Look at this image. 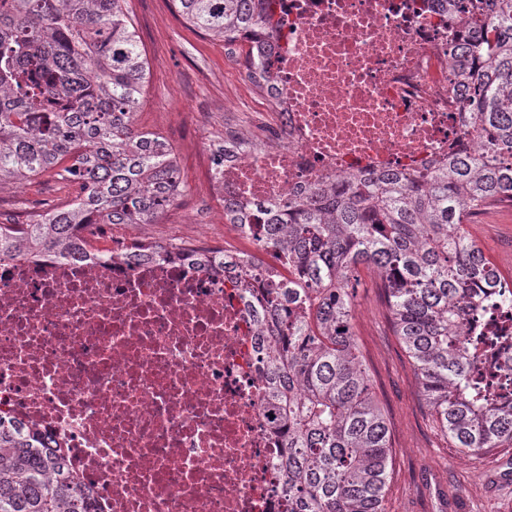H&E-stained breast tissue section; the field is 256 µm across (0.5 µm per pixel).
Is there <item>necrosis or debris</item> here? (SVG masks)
Returning a JSON list of instances; mask_svg holds the SVG:
<instances>
[{
  "label": "necrosis or debris",
  "mask_w": 512,
  "mask_h": 512,
  "mask_svg": "<svg viewBox=\"0 0 512 512\" xmlns=\"http://www.w3.org/2000/svg\"><path fill=\"white\" fill-rule=\"evenodd\" d=\"M456 0H280L252 44L273 112L254 140L224 129L217 190L248 207L371 171L423 175L487 138L450 53ZM0 261V417L55 442L101 512H286L240 250Z\"/></svg>",
  "instance_id": "obj_1"
}]
</instances>
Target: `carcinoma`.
<instances>
[{
    "label": "carcinoma",
    "instance_id": "carcinoma-1",
    "mask_svg": "<svg viewBox=\"0 0 512 512\" xmlns=\"http://www.w3.org/2000/svg\"><path fill=\"white\" fill-rule=\"evenodd\" d=\"M185 22L235 43L269 26L276 0H172ZM472 38L454 73L486 152L425 176L360 175L257 205L224 200L288 276L260 323L265 390L290 512H384L392 468L384 410L354 338L358 268L382 277L391 320L440 429L465 452L512 445V398L490 370L507 330L469 336L466 313L506 276L470 237L469 217L512 208V0H458ZM127 0H0V181L50 172L79 184L68 204L0 223V258L87 256L97 224H154L185 187L172 147L135 127L146 60ZM0 512H96L37 430L0 420Z\"/></svg>",
    "mask_w": 512,
    "mask_h": 512
}]
</instances>
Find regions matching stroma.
<instances>
[{
  "mask_svg": "<svg viewBox=\"0 0 512 512\" xmlns=\"http://www.w3.org/2000/svg\"><path fill=\"white\" fill-rule=\"evenodd\" d=\"M149 72L135 116L139 129L173 147L184 193L155 224H125L122 232L176 241L191 238L199 224L224 221V201L211 179L210 141L224 125L241 122L251 131L260 105L243 82L249 50L244 42L197 31L179 16L172 0H128ZM0 181V210L15 224L31 212L63 206L77 188L55 175L29 180L27 194ZM471 236L500 268L512 270V209L492 208L472 216ZM361 286L353 331L375 396L391 431L393 468L385 512H512V447L486 455L455 448L423 400L410 358L395 336L374 269L360 267Z\"/></svg>",
  "mask_w": 512,
  "mask_h": 512,
  "instance_id": "stroma-1",
  "label": "stroma"
}]
</instances>
